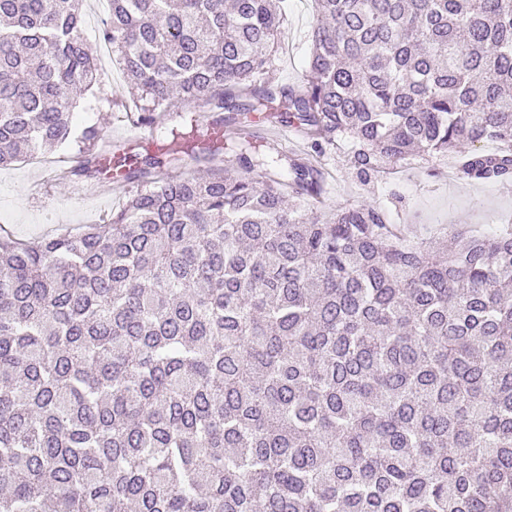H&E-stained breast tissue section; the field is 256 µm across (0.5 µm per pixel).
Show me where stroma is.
<instances>
[{"instance_id": "35a3bbf8", "label": "stroma", "mask_w": 512, "mask_h": 512, "mask_svg": "<svg viewBox=\"0 0 512 512\" xmlns=\"http://www.w3.org/2000/svg\"><path fill=\"white\" fill-rule=\"evenodd\" d=\"M313 0H284L282 22L275 37L269 76L279 85H300L308 73L312 51ZM102 83L96 99L78 101L73 126L95 122L112 138L125 142L129 155L140 159L155 153L152 145L132 142L133 126L122 105L128 83L115 59L99 60ZM331 172L324 207L347 202L370 203L385 210L389 223L400 225L408 236H432L447 243V227L457 224L490 234L512 225V181L469 183L452 175L454 160L412 158L396 173L366 184L356 178L343 150L323 157ZM128 183L103 196L88 189L54 181L44 164L28 161L0 167V228L12 238L30 242L62 229L101 223L129 194Z\"/></svg>"}]
</instances>
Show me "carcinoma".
Instances as JSON below:
<instances>
[{"label": "carcinoma", "mask_w": 512, "mask_h": 512, "mask_svg": "<svg viewBox=\"0 0 512 512\" xmlns=\"http://www.w3.org/2000/svg\"><path fill=\"white\" fill-rule=\"evenodd\" d=\"M83 2L0 0L1 166L105 172L71 123L101 84ZM108 2L142 121L276 103L363 181L445 153L512 180V0H316L296 89L267 79L281 0ZM112 162L138 189L108 223L0 233V512H512V230L444 254L374 205L318 214L325 173L247 132Z\"/></svg>", "instance_id": "obj_1"}]
</instances>
